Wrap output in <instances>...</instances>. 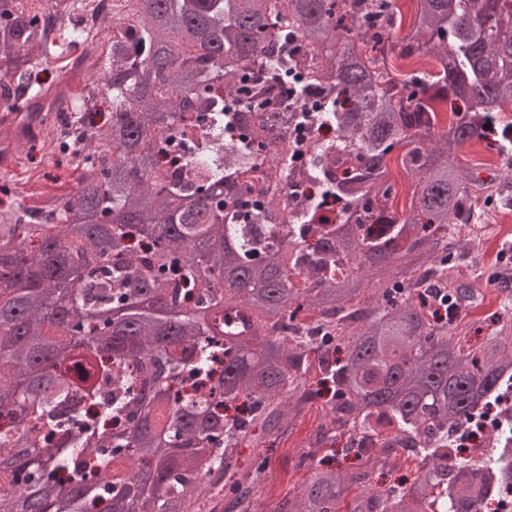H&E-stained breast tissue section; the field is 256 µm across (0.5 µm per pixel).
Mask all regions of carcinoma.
Wrapping results in <instances>:
<instances>
[{
  "label": "carcinoma",
  "instance_id": "1",
  "mask_svg": "<svg viewBox=\"0 0 512 512\" xmlns=\"http://www.w3.org/2000/svg\"><path fill=\"white\" fill-rule=\"evenodd\" d=\"M48 2L38 14L0 0V106L39 125L60 96L33 79L36 65L86 40L83 0ZM419 2L395 43L393 0H120L90 63L104 79L71 113L100 159L75 163L68 193L0 210V421L18 428L0 446V512H480L498 478L487 464L450 478L432 452L411 484L379 492L373 473L400 449L346 447L361 461L352 471L316 459L348 425L442 438L512 377L511 288L468 353L434 309L448 288L457 303L475 299L444 263L459 249L455 225L501 194L457 163L460 149L492 137L512 166V123L498 119L512 101V0ZM289 32L303 48L283 56ZM428 55L441 67L432 75L399 80L388 66ZM292 70L326 99L318 120L336 131V154L310 141L297 170L296 113L279 95ZM247 75L251 100L235 113L245 143L216 141L186 176L160 178L157 138L204 109L220 136ZM98 98L112 106L103 127L88 117ZM443 103L452 123L438 131ZM404 142L415 183L400 213L387 158ZM249 155L318 186L263 248L235 223L254 190L239 180ZM398 267L401 279L365 295ZM321 326L337 330L344 357L310 339ZM186 373L210 383L208 398L183 389ZM329 379L338 400L300 488L268 510L273 471L239 466L240 449L288 438ZM75 392L98 408L76 429Z\"/></svg>",
  "mask_w": 512,
  "mask_h": 512
}]
</instances>
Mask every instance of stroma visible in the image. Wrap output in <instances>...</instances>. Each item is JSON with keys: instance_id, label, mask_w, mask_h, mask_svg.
Segmentation results:
<instances>
[{"instance_id": "35a3bbf8", "label": "stroma", "mask_w": 512, "mask_h": 512, "mask_svg": "<svg viewBox=\"0 0 512 512\" xmlns=\"http://www.w3.org/2000/svg\"><path fill=\"white\" fill-rule=\"evenodd\" d=\"M99 45H69L62 56L41 65L38 80L46 85H60L68 90L66 102L58 111H68L69 99L81 94L90 85V72L77 66L85 56L98 53ZM77 177L67 156L50 158L31 140L12 146L10 153L0 156V202L32 205L35 197L52 196L69 191ZM483 222L477 232L467 238L465 259L457 267L462 282H475L480 290L478 300L468 306L456 333L462 339L464 350L478 348L493 328L492 321L501 312L499 275L505 266L500 261L502 251L512 252V188L503 189L500 197L479 204ZM321 421L319 407L306 410L296 420L292 434L282 443L265 440L241 451L244 465L267 460L274 471L272 499L296 491L307 461L302 452L307 440Z\"/></svg>"}]
</instances>
